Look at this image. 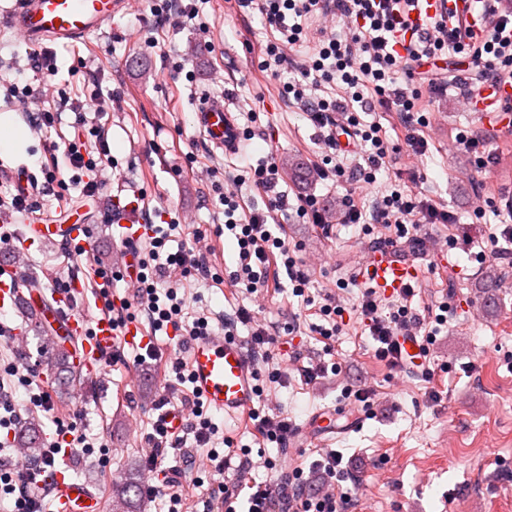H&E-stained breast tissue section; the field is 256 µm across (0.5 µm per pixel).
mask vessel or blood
<instances>
[{
  "label": "vessel or blood",
  "instance_id": "obj_1",
  "mask_svg": "<svg viewBox=\"0 0 512 512\" xmlns=\"http://www.w3.org/2000/svg\"><path fill=\"white\" fill-rule=\"evenodd\" d=\"M127 0H15L7 22L31 45H66L95 33L112 16L124 10ZM197 124L201 134L214 148L234 152L243 140V132L228 99L208 98L197 109ZM11 176L18 192L35 198L36 175L28 167L14 169ZM124 230L120 239L125 264L134 261L131 241L146 235V227L135 224L130 214L117 215ZM83 230L79 224H34L30 233L40 242L78 243ZM362 268L380 292L392 295L405 288L417 274L414 266L392 256L389 251L369 253ZM11 255L0 256V311H10L22 305L38 306L39 297L33 289L19 287ZM81 290L73 282L70 293L55 296L53 319L63 336L83 337L87 356L83 367L89 377H98V362L117 342L112 321L107 315L90 318L66 313L63 309L71 293ZM188 367L197 391L207 406L229 417L246 412L256 398L255 366L243 345L233 336H200L188 345ZM51 477L48 491L53 512H101L96 492L85 483L71 477L65 465L55 461L46 464Z\"/></svg>",
  "mask_w": 512,
  "mask_h": 512
}]
</instances>
